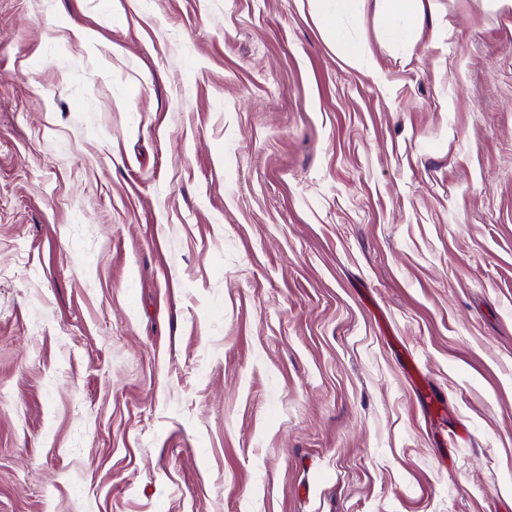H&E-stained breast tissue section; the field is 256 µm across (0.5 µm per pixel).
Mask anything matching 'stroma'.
Returning a JSON list of instances; mask_svg holds the SVG:
<instances>
[{
  "label": "stroma",
  "mask_w": 512,
  "mask_h": 512,
  "mask_svg": "<svg viewBox=\"0 0 512 512\" xmlns=\"http://www.w3.org/2000/svg\"><path fill=\"white\" fill-rule=\"evenodd\" d=\"M432 9L0 0V512H512V11ZM382 6V15L398 20L404 26L412 30L422 27L426 15L425 3L429 5L430 0H375ZM335 39L336 53L354 67H363L368 59L365 49L357 42L347 39L331 22H329Z\"/></svg>",
  "instance_id": "stroma-1"
}]
</instances>
